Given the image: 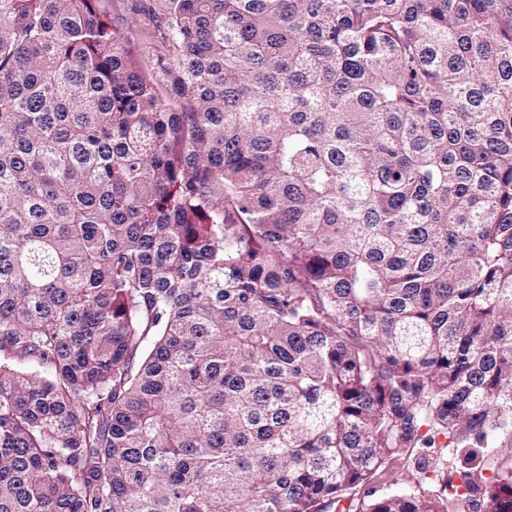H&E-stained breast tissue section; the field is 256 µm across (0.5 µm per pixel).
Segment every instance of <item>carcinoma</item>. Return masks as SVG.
I'll return each instance as SVG.
<instances>
[{
    "instance_id": "cac0c4a2",
    "label": "carcinoma",
    "mask_w": 512,
    "mask_h": 512,
    "mask_svg": "<svg viewBox=\"0 0 512 512\" xmlns=\"http://www.w3.org/2000/svg\"><path fill=\"white\" fill-rule=\"evenodd\" d=\"M99 2L0 0V512H512V0ZM131 0L124 3L116 0H101L100 7L104 14L112 22L113 28L117 29L121 37L128 39L136 46L146 52L141 62L145 69L149 71L158 87L163 91L165 85L163 75L158 65H155V56L151 54L152 36L151 33L140 22H134L130 16L127 5L130 6ZM147 52H150L149 54ZM429 465V466H427ZM466 466L464 459L448 453V448H410L388 457L375 476L355 491L356 498H362L370 490L378 497L393 491H409L422 495H437L441 492L440 482L434 480L433 470L443 471L454 484L458 483V472Z\"/></svg>"
}]
</instances>
